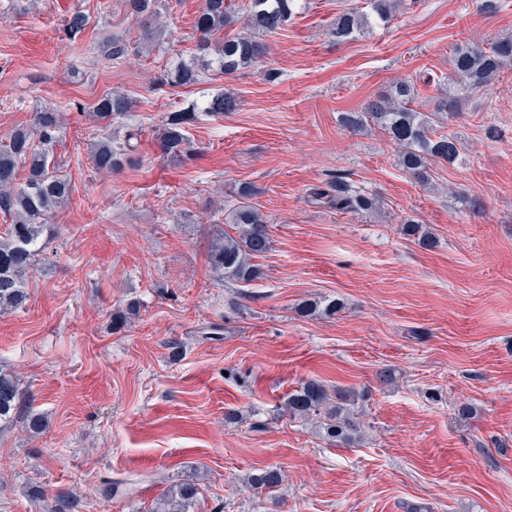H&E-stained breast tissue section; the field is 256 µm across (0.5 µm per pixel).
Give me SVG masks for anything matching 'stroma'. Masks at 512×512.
Listing matches in <instances>:
<instances>
[{"instance_id": "1", "label": "stroma", "mask_w": 512, "mask_h": 512, "mask_svg": "<svg viewBox=\"0 0 512 512\" xmlns=\"http://www.w3.org/2000/svg\"><path fill=\"white\" fill-rule=\"evenodd\" d=\"M364 0H299L266 42L265 63L172 87V57L196 55L203 0H173L163 42L146 40L126 0H0V140L56 107L54 158L70 202L50 213L44 262L25 308L0 312V361L25 391L0 431V512H45L31 487L75 495L78 512H153L171 485L195 482L194 512H512V70L461 104L457 162L428 184L405 173L380 129L342 113L408 80L433 112L454 86L453 49L512 35V0H405L388 24L339 41L337 15ZM89 22L68 32L65 19ZM134 51L110 57L113 40ZM127 97L118 134L138 132L134 164L94 170L88 147L103 96ZM235 111L198 113L188 155L163 154L168 113L219 94ZM338 174L377 198L359 214L312 203ZM274 239L265 276L241 288L206 256L213 218L243 186ZM411 216L437 237L404 236ZM338 298L333 317L306 299ZM140 308L113 330L112 315ZM179 354H172V345ZM395 380L384 386L380 370ZM368 390L353 447L291 418L304 379ZM43 416L33 433L26 413ZM280 467L275 491L249 474ZM120 485L104 498V481Z\"/></svg>"}]
</instances>
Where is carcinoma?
<instances>
[{"instance_id":"cac0c4a2","label":"carcinoma","mask_w":512,"mask_h":512,"mask_svg":"<svg viewBox=\"0 0 512 512\" xmlns=\"http://www.w3.org/2000/svg\"><path fill=\"white\" fill-rule=\"evenodd\" d=\"M136 16L157 14L159 0H128ZM298 0H251L246 27L250 33L224 39L212 47L210 38L235 23L232 5L227 0H204L196 19L199 50L211 56L209 64L223 75L233 74L261 61L267 52L261 36L281 29L292 16ZM369 12L360 14L345 11L336 18L335 34L338 38H351L363 34L372 23L389 22L399 9L397 0H366ZM512 64V38H501L485 46L466 43L454 52L453 66L457 90L439 101L437 111L452 119L457 115L462 98L484 89L508 65ZM173 85L194 84L201 81L202 72L193 64L183 63L166 73ZM411 85L400 83L394 92L368 101L357 112L341 116L342 124L351 130L374 125L385 131L399 147L402 169L420 181L428 178L431 163H452L459 156L458 139L453 133H437L429 115L410 108L414 101ZM238 106L230 96H218L202 107L204 112H233ZM129 100L118 94L103 96L96 104L94 116L101 122L130 111ZM195 120V109L171 112L158 133L160 149L165 154H182L188 145L187 127ZM59 113L40 108L33 113L28 128L16 130L7 143L0 144V212L11 217L5 236L0 237V310L25 306L28 293L26 277L44 252L43 237L48 233L45 217L50 211L63 206L71 195L67 179L50 169V151L56 146L59 132ZM91 144L90 158L95 170L111 172L129 160L134 146L132 136L121 138L109 132ZM25 167V182L17 184L19 167ZM254 195L253 190L241 193L242 201L233 206L229 214L230 226L235 234L223 232L213 238L207 255V265L222 275L226 282L248 287L264 276L256 260L272 249L273 240L261 213L244 198ZM309 199L316 204H327L342 213H358L372 207L374 198L347 176L336 175L322 186H315ZM403 231L416 237L423 248L435 246V239L425 225L407 218ZM340 304L332 301L303 302L300 311L311 315L320 311L334 315ZM365 392L353 388L338 389L330 394L321 381L310 378L288 393L284 407L289 415L313 421L325 437L339 446L350 447L361 440V420L354 411L355 402ZM21 389L15 370L0 362V429L6 428L17 417ZM283 482L277 468L267 467L246 478V485L255 493L270 490ZM198 488L183 482L171 486L159 498L156 512H193ZM38 498L50 495L35 490ZM51 512H77L78 501L70 493L52 496Z\"/></svg>"}]
</instances>
